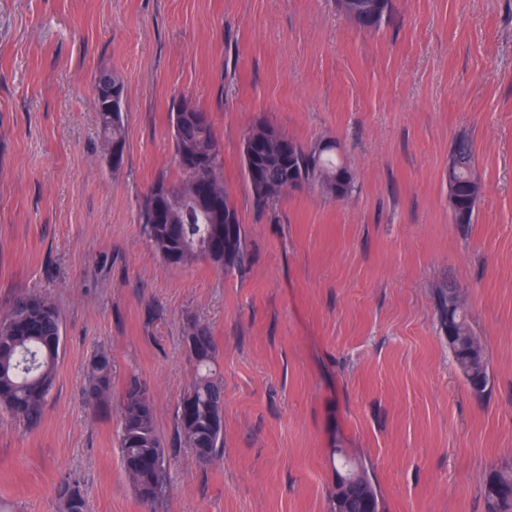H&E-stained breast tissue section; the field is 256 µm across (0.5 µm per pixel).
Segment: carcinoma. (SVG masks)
Wrapping results in <instances>:
<instances>
[{"label": "carcinoma", "mask_w": 512, "mask_h": 512, "mask_svg": "<svg viewBox=\"0 0 512 512\" xmlns=\"http://www.w3.org/2000/svg\"><path fill=\"white\" fill-rule=\"evenodd\" d=\"M372 7L375 22L367 31L375 32L385 23L391 11V0H357ZM124 95L122 82L110 71H101L94 78L93 104L98 113L101 131L111 145H125V123L110 122L103 104L111 92ZM170 122L175 154L183 148L208 141L215 147L210 163L202 172L178 164L182 179L171 182L163 177L155 185H167L172 194L159 200L166 213L163 221L156 219L152 200L144 198L138 214L143 234L152 250L167 264L191 265L205 259L226 271L242 270L250 261L238 211L229 193H224L221 212L209 214L198 210L192 199V186L208 179L224 188L219 143L210 113L194 103L181 99L172 106ZM448 172V208L453 223H474L479 205V175L475 168L473 146L469 138L459 137L451 146ZM245 179L257 208L265 209L278 201L288 186L299 182L314 186L323 194L344 198L354 189V177L341 161L338 146L326 141L304 146L288 139V153L279 163H269L258 153L253 158L241 157ZM440 317L448 320V341L453 361L463 375L471 393L478 399L490 392V365L484 348L474 346L469 315L461 301V291L450 283L439 289ZM188 352L193 345L206 348L193 361L194 377L178 410V434L194 455L208 463L224 452V422L212 423V415L224 411V380L215 365V344L208 327L194 324L184 336ZM63 347L62 324L56 307L38 296L16 301L13 309L0 316V411L15 422L36 428L42 421L44 408L53 385L60 352ZM112 387V359L105 351L94 355L89 365V384L85 396L91 403L104 401ZM195 410V419L186 420L185 405ZM118 440L121 461L134 485L146 486L138 497L154 504L164 497L168 467L173 449L167 446L155 425V409L149 389L132 377L119 401ZM332 466L336 476H345L351 483L381 496L369 468H358L354 459L335 449ZM512 488V466L499 469L483 481L482 495L487 512H512V494H501L495 487ZM63 512H86L79 489L71 484L60 490Z\"/></svg>", "instance_id": "carcinoma-1"}]
</instances>
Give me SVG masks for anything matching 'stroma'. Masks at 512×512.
<instances>
[{
  "mask_svg": "<svg viewBox=\"0 0 512 512\" xmlns=\"http://www.w3.org/2000/svg\"><path fill=\"white\" fill-rule=\"evenodd\" d=\"M377 32L336 0H0V315L57 308L63 349L41 424L0 415V512H328L333 449L368 464L386 512H483L512 465V0H392ZM125 87L112 169L92 77ZM210 112L251 263L163 262L137 213L176 181L169 112ZM267 123L339 143L355 188L253 203L240 150ZM482 181L473 224L448 210L452 142ZM455 282L489 358L473 397L437 292ZM207 325L224 379V454L176 447L192 379L183 336ZM112 397L84 399L97 351ZM176 448L164 498L142 503L116 422L130 379Z\"/></svg>",
  "mask_w": 512,
  "mask_h": 512,
  "instance_id": "obj_1",
  "label": "stroma"
}]
</instances>
